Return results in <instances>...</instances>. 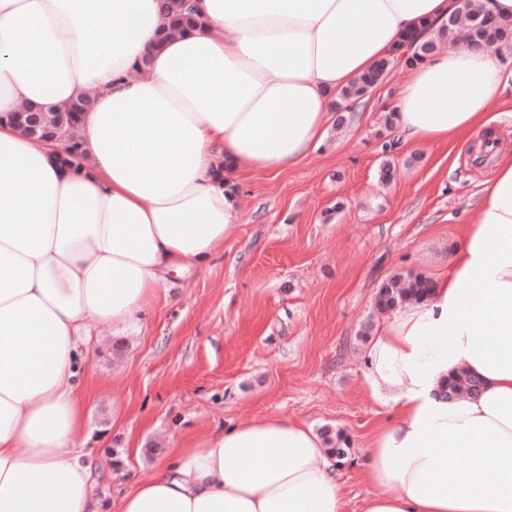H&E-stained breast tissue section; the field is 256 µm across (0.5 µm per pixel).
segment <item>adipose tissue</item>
I'll return each mask as SVG.
<instances>
[{
    "instance_id": "obj_1",
    "label": "adipose tissue",
    "mask_w": 512,
    "mask_h": 512,
    "mask_svg": "<svg viewBox=\"0 0 512 512\" xmlns=\"http://www.w3.org/2000/svg\"><path fill=\"white\" fill-rule=\"evenodd\" d=\"M162 2L0 0V512H346L323 438L279 418L176 439L149 480L103 502L82 366L92 327L123 331L170 273L223 249L243 179L300 164L340 92L461 0H190L201 27L164 40ZM504 82L482 45L432 55L397 95L403 144L486 128ZM88 91L73 165L65 142L8 120ZM366 360L394 417L370 444L362 512H512L511 158L431 298L378 325ZM462 368L484 391L442 398Z\"/></svg>"
}]
</instances>
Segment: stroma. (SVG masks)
I'll return each mask as SVG.
<instances>
[{
    "label": "stroma",
    "instance_id": "stroma-1",
    "mask_svg": "<svg viewBox=\"0 0 512 512\" xmlns=\"http://www.w3.org/2000/svg\"><path fill=\"white\" fill-rule=\"evenodd\" d=\"M409 76L390 70L297 167L247 181L223 252L171 275L149 315L119 334L93 328L85 447L98 497L148 479L171 439L280 417L348 436L336 469L360 512L368 446L392 415L365 384L376 291L447 268L494 166L468 145H400L385 116Z\"/></svg>",
    "mask_w": 512,
    "mask_h": 512
}]
</instances>
